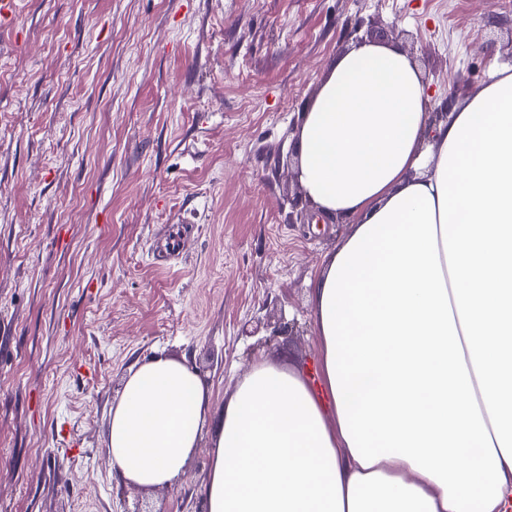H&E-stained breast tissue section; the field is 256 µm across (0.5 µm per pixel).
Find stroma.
Here are the masks:
<instances>
[{
	"mask_svg": "<svg viewBox=\"0 0 512 512\" xmlns=\"http://www.w3.org/2000/svg\"><path fill=\"white\" fill-rule=\"evenodd\" d=\"M0 27V512H204L115 480L129 369L187 359L223 403L253 362L315 370L294 137L336 57L407 52L434 105L512 63V0H18Z\"/></svg>",
	"mask_w": 512,
	"mask_h": 512,
	"instance_id": "stroma-1",
	"label": "stroma"
}]
</instances>
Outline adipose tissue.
Instances as JSON below:
<instances>
[{
	"instance_id": "ef3b65f1",
	"label": "adipose tissue",
	"mask_w": 512,
	"mask_h": 512,
	"mask_svg": "<svg viewBox=\"0 0 512 512\" xmlns=\"http://www.w3.org/2000/svg\"><path fill=\"white\" fill-rule=\"evenodd\" d=\"M401 49L340 54L297 130L307 201L351 224L311 281L317 381L254 364L223 405L187 360L135 365L117 477L206 512H512V65L448 119Z\"/></svg>"
}]
</instances>
